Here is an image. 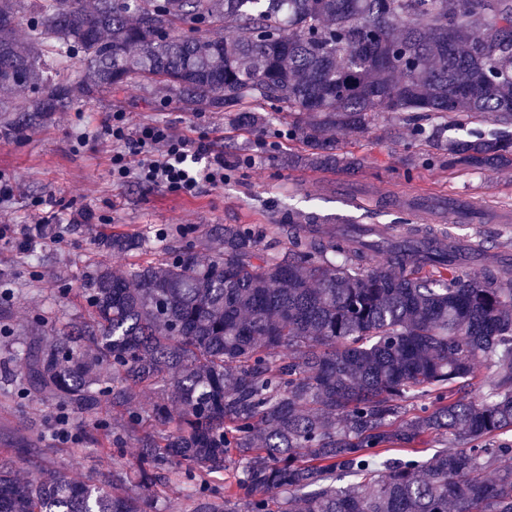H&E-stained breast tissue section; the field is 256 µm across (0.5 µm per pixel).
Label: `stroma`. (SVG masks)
I'll use <instances>...</instances> for the list:
<instances>
[{
  "label": "stroma",
  "instance_id": "obj_1",
  "mask_svg": "<svg viewBox=\"0 0 512 512\" xmlns=\"http://www.w3.org/2000/svg\"><path fill=\"white\" fill-rule=\"evenodd\" d=\"M126 113L133 125L165 124L180 135L206 137L223 155V187L202 185L194 196L161 186L128 181L113 183L109 174L112 143L99 131L108 115ZM336 148L361 162L350 172L311 171L300 165L298 148L288 139V113L270 115L266 133L239 126L230 112H187L156 84L129 83L125 90L81 99L22 131L0 133V173L13 178L18 190L0 205V222L11 237L0 240V458L15 460L19 478L31 476L26 458L34 452L47 466L66 467L87 481L111 469L110 458L88 442H64L52 433L54 405L36 397L18 399L20 353L36 318L71 321L84 307L81 290L99 264L126 269L128 259L102 250L103 235L119 229L145 237L152 251L168 244L160 230L179 224L198 225L201 234L224 224H279L289 211L312 213L321 223L344 217L359 224H396L403 212L375 204L377 188L418 196L432 213L448 200L484 201L492 209L512 212V169L481 172L444 167L415 170L412 183L402 173L407 155L426 154V142L413 140L396 113H379L359 132L340 131ZM44 199L48 220L44 234L21 246L14 234L31 229L33 202ZM440 236L477 240L482 257L465 269L481 278L487 262L512 243V222L447 225L434 221Z\"/></svg>",
  "mask_w": 512,
  "mask_h": 512
}]
</instances>
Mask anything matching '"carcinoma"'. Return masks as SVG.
<instances>
[{
	"label": "carcinoma",
	"mask_w": 512,
	"mask_h": 512,
	"mask_svg": "<svg viewBox=\"0 0 512 512\" xmlns=\"http://www.w3.org/2000/svg\"><path fill=\"white\" fill-rule=\"evenodd\" d=\"M212 17L224 37L199 34ZM137 78L252 129L286 107L306 168L354 170L333 134L380 112L512 124V0H0L4 132ZM435 164L512 167V138L450 139L404 180ZM398 229L290 214L213 247L181 224L166 257L97 267L87 316L35 322L21 395L60 428L85 417L74 439L112 469L84 483L35 462L23 480L0 459V512H154L172 480L186 512H512V262L472 279L461 249L427 250L430 225Z\"/></svg>",
	"instance_id": "cac0c4a2"
}]
</instances>
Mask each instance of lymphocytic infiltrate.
<instances>
[{"instance_id": "obj_1", "label": "lymphocytic infiltrate", "mask_w": 512, "mask_h": 512, "mask_svg": "<svg viewBox=\"0 0 512 512\" xmlns=\"http://www.w3.org/2000/svg\"><path fill=\"white\" fill-rule=\"evenodd\" d=\"M103 133L113 144V182L133 178L183 195L196 193L204 184H224V159L212 153L205 139L174 134L161 124L135 128L121 112L106 118Z\"/></svg>"}]
</instances>
